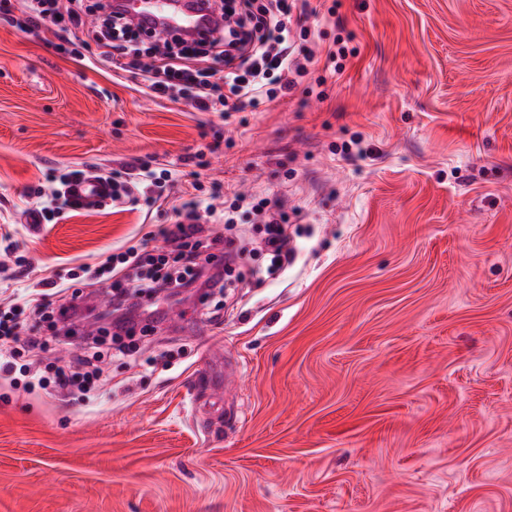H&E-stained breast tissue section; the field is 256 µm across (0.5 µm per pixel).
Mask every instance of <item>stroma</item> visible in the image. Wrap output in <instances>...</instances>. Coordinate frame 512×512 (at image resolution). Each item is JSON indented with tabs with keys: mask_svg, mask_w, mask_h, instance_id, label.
<instances>
[{
	"mask_svg": "<svg viewBox=\"0 0 512 512\" xmlns=\"http://www.w3.org/2000/svg\"><path fill=\"white\" fill-rule=\"evenodd\" d=\"M335 2L309 45L355 54L324 98L226 118L113 80L86 34L0 21V237L30 263L0 301L169 255L196 181L278 203L295 251L276 267L252 215L212 224L242 277L100 339L91 400L0 376V512H512V0ZM129 163L172 172L151 210L29 223L48 174ZM112 294L49 301L91 320Z\"/></svg>",
	"mask_w": 512,
	"mask_h": 512,
	"instance_id": "35a3bbf8",
	"label": "stroma"
}]
</instances>
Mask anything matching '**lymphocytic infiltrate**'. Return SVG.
I'll list each match as a JSON object with an SVG mask.
<instances>
[{
    "mask_svg": "<svg viewBox=\"0 0 512 512\" xmlns=\"http://www.w3.org/2000/svg\"><path fill=\"white\" fill-rule=\"evenodd\" d=\"M221 11L226 24L211 39L197 43L164 41L145 52L134 25L113 17L109 0H94L89 6L83 0H0L1 19L21 24L35 36L44 28H52L62 42L84 30L88 13H95L94 38L102 48V63L138 71L148 94L175 102L189 100L200 112L255 110L291 94L300 77L315 65L336 73L344 69L349 50L342 41H334L321 60L305 45L310 36L306 22L321 13L314 0H224ZM94 174L110 185L112 197L139 184L145 206L150 208L157 202L152 191L156 177L149 168H98ZM222 194L221 185H213L210 204L185 202L177 211L176 222L161 228L162 238L181 264L180 271L168 270L166 259L154 261L134 249L108 255L98 265L88 267L93 283L106 274L120 280L128 270L139 272L136 286L115 296L118 308L124 311L113 323L116 330H128L141 295L191 288L199 282L210 289L223 288L221 272L204 275L206 260L201 253L202 248L212 249L218 243L207 234L206 225L221 220L215 201ZM27 312L44 319L48 306L36 298L30 308L15 306L9 314L0 315V341L30 350L43 346L36 326L23 319Z\"/></svg>",
    "mask_w": 512,
    "mask_h": 512,
    "instance_id": "f902f5d3",
    "label": "lymphocytic infiltrate"
}]
</instances>
